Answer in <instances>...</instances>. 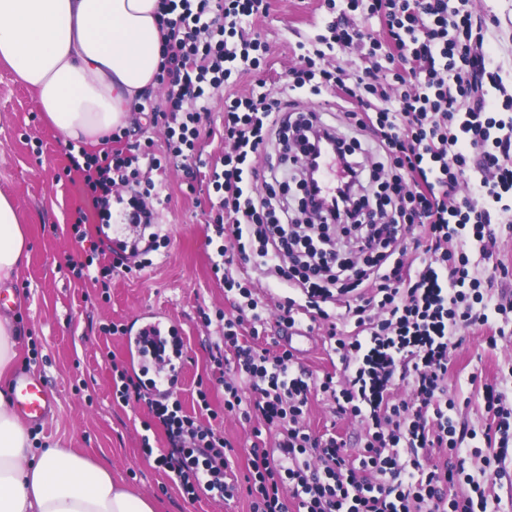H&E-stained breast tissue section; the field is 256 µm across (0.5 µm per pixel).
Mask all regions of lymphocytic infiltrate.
<instances>
[{"label": "lymphocytic infiltrate", "mask_w": 512, "mask_h": 512, "mask_svg": "<svg viewBox=\"0 0 512 512\" xmlns=\"http://www.w3.org/2000/svg\"><path fill=\"white\" fill-rule=\"evenodd\" d=\"M331 19L325 35L298 57L277 98L228 96L224 85L235 62L260 68V44L246 28L266 14L267 0H160L163 55L156 74L165 98L153 107L154 123L167 130L166 153L128 142L119 129L106 148L68 153V171L81 177L84 203L72 230L92 206L101 223L112 219L116 185L128 190L132 223L146 224L144 200L160 196L163 183L143 178L164 160L181 162L197 176V144L222 130L228 147L212 165L208 187L216 198L213 264L226 290L237 291L235 316L224 321V346L232 352L218 379L224 410L258 419L276 433L273 447L252 446L243 483L224 479L227 441L210 421L184 413L169 393L152 396L127 367L113 365V397L145 402L164 427L168 445L144 446L146 455L189 500L200 495L251 498V512H490L488 491L507 474L512 458V373L485 386L491 422L459 433L457 407L444 389L450 353L466 325L496 328L512 321V306L480 290L470 270L472 252L491 259L490 227L512 223V72L489 45L495 22L470 9V0H325ZM353 49L365 64L355 72L326 66L335 49ZM336 91L347 108L342 127L304 111L301 93ZM223 97L221 128L210 102ZM334 142L342 165L339 200L302 224L312 200L306 179L290 203L288 173L302 169L311 133ZM294 140L295 154L257 168L269 147ZM267 193H260L258 184ZM420 228L425 247L408 257L403 245ZM252 253L264 274L287 281L301 294L282 309L281 324H327L339 354L344 384L332 376L310 381L288 349L270 353L243 341L258 335L264 305L238 287L222 263L230 251ZM342 312H332L334 304ZM406 384L412 401L393 397ZM332 399L339 412L361 419L365 442L348 454L333 435H314L302 422L311 393ZM480 458L479 475L466 472V438ZM444 449L443 465L424 469L420 457ZM465 482L466 494L449 499L441 483Z\"/></svg>", "instance_id": "1"}]
</instances>
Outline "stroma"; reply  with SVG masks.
I'll return each instance as SVG.
<instances>
[{
    "instance_id": "35a3bbf8",
    "label": "stroma",
    "mask_w": 512,
    "mask_h": 512,
    "mask_svg": "<svg viewBox=\"0 0 512 512\" xmlns=\"http://www.w3.org/2000/svg\"><path fill=\"white\" fill-rule=\"evenodd\" d=\"M266 15L252 24L251 34L266 44L260 69L240 73L233 87L241 95L263 92L278 96L283 80L295 66L299 42L323 33L327 16L323 0H268ZM473 9L496 16L493 51L503 67L512 68V0H473ZM67 163L65 144L35 106L31 91L16 82L0 65V191L11 195L18 215L28 229L30 257L10 286L17 304L10 315L23 334L16 373L40 376L54 404L47 419L32 422L38 448L60 445L73 448L109 465L127 487L151 497L157 512H250V500L200 497L184 499L180 490L142 452L144 443L163 448L166 435L160 425H148L144 405H123L112 396V362L129 364L128 347L121 336L105 333L106 325H125L135 331L150 320L177 327L183 339L185 366L175 390L187 414L198 412V389L208 386V400L218 416L212 425L232 445L228 478L248 470V450L254 439L251 424L224 414V389L217 385L220 371L214 361L224 344V316L234 315L233 296L212 271L216 259L206 240L215 215L204 177L189 179L179 164L152 172L165 182L169 198L149 201L156 217L155 230L162 241L152 252L153 264L143 271L112 279L109 290L91 281L73 279L68 259H83L91 246L107 249L122 241L137 243L140 231L130 223L121 205H113L110 224L89 216L85 238L76 241L71 215L80 203L79 186L56 175ZM498 239L493 260L479 263L474 274L482 289L504 304H512V229L496 224ZM232 272L242 286L268 305L265 334L276 340L282 334L279 302L288 294L277 280L262 275L254 264L235 261ZM462 342L448 364V397L458 408L459 426L482 429L490 419L482 399L484 384L497 383L512 367V325L503 337L492 329H462ZM325 331L314 333L299 360L312 379L340 375L338 356L329 352ZM305 421L318 435L342 438L349 451H357L364 426L338 413L322 396L309 398Z\"/></svg>"
}]
</instances>
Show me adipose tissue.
Wrapping results in <instances>:
<instances>
[{
    "instance_id": "1",
    "label": "adipose tissue",
    "mask_w": 512,
    "mask_h": 512,
    "mask_svg": "<svg viewBox=\"0 0 512 512\" xmlns=\"http://www.w3.org/2000/svg\"><path fill=\"white\" fill-rule=\"evenodd\" d=\"M157 0H0V63L66 142L100 143L157 87ZM29 261L27 232L0 192V286ZM21 331L0 317V512H155L107 465L71 448L30 461L36 437L8 386Z\"/></svg>"
}]
</instances>
